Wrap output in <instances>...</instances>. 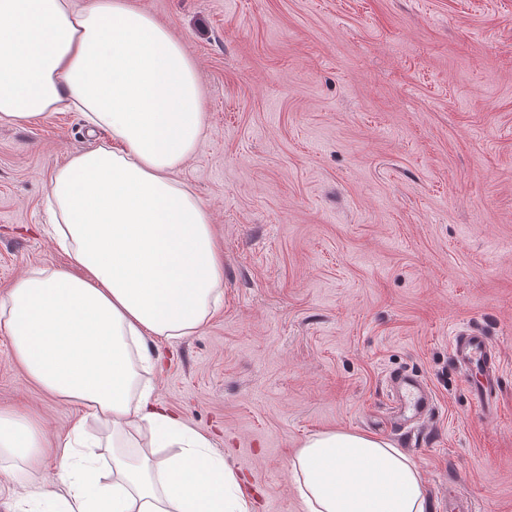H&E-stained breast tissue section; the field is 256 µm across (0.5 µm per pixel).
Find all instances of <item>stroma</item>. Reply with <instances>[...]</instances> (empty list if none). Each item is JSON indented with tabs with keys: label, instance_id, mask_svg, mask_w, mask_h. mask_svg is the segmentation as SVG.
<instances>
[{
	"label": "stroma",
	"instance_id": "obj_1",
	"mask_svg": "<svg viewBox=\"0 0 512 512\" xmlns=\"http://www.w3.org/2000/svg\"><path fill=\"white\" fill-rule=\"evenodd\" d=\"M184 45L206 131L177 177L208 208L224 300L199 331L148 337L158 400L207 435L251 512H305L288 461L345 430L406 449L428 512L461 490L512 512V0H134ZM78 112L0 124V296L71 260L44 234L54 171L109 142ZM497 352L484 415L458 332ZM435 404L416 438L389 377ZM0 409L48 439L77 415L0 333Z\"/></svg>",
	"mask_w": 512,
	"mask_h": 512
}]
</instances>
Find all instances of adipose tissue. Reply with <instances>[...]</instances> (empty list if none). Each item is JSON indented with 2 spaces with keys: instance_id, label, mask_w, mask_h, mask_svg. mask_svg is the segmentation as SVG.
I'll return each instance as SVG.
<instances>
[{
  "instance_id": "obj_1",
  "label": "adipose tissue",
  "mask_w": 512,
  "mask_h": 512,
  "mask_svg": "<svg viewBox=\"0 0 512 512\" xmlns=\"http://www.w3.org/2000/svg\"><path fill=\"white\" fill-rule=\"evenodd\" d=\"M71 110L112 141L54 172L51 235L72 266L17 278L0 332L27 377L80 414L52 446L0 409V463L35 512H250L210 439L143 378L161 367L145 338L198 331L222 295L211 218L175 177L204 131L194 63L133 0H0V122ZM49 456L66 496L47 487ZM289 468L306 512H427L420 469L376 436L310 434Z\"/></svg>"
}]
</instances>
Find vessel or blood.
Returning <instances> with one entry per match:
<instances>
[{
    "label": "vessel or blood",
    "instance_id": "obj_1",
    "mask_svg": "<svg viewBox=\"0 0 512 512\" xmlns=\"http://www.w3.org/2000/svg\"><path fill=\"white\" fill-rule=\"evenodd\" d=\"M456 359L463 368H476V380L470 392L482 411H490L498 385V367L491 360V352L485 336L469 332L461 333L453 341ZM391 387L397 398L395 415L418 428L430 416L433 398L422 379L412 374L399 373L392 377Z\"/></svg>",
    "mask_w": 512,
    "mask_h": 512
}]
</instances>
